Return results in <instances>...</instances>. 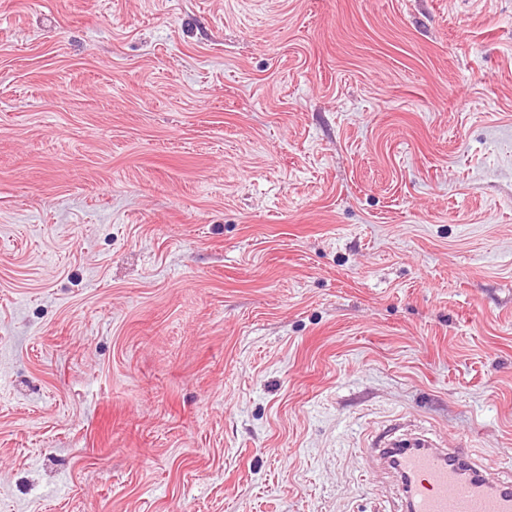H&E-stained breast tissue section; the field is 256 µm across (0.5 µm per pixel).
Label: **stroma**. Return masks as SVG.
Instances as JSON below:
<instances>
[{"mask_svg":"<svg viewBox=\"0 0 512 512\" xmlns=\"http://www.w3.org/2000/svg\"><path fill=\"white\" fill-rule=\"evenodd\" d=\"M512 448V0H0V512H389ZM365 456L373 477L384 470L396 478L400 499L393 512H512L510 454L506 471L473 450L425 439L372 443Z\"/></svg>","mask_w":512,"mask_h":512,"instance_id":"obj_1","label":"stroma"}]
</instances>
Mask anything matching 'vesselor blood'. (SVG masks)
Returning a JSON list of instances; mask_svg holds the SVG:
<instances>
[{
  "mask_svg": "<svg viewBox=\"0 0 512 512\" xmlns=\"http://www.w3.org/2000/svg\"><path fill=\"white\" fill-rule=\"evenodd\" d=\"M369 470L396 478V512H512V465L425 439L388 440L366 448Z\"/></svg>",
  "mask_w": 512,
  "mask_h": 512,
  "instance_id": "b4317fda",
  "label": "vessel or blood"
}]
</instances>
